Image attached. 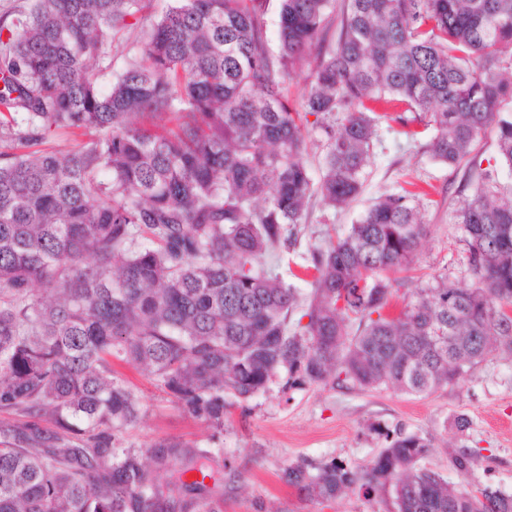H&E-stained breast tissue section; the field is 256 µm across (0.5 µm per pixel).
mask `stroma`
Wrapping results in <instances>:
<instances>
[{"instance_id": "1", "label": "stroma", "mask_w": 512, "mask_h": 512, "mask_svg": "<svg viewBox=\"0 0 512 512\" xmlns=\"http://www.w3.org/2000/svg\"><path fill=\"white\" fill-rule=\"evenodd\" d=\"M424 144L421 138L408 139L397 123H379L358 200L342 209L313 200L294 245L265 257L266 267L291 279L313 248L324 246L329 236L347 233L378 197L421 180L428 185L421 212L430 232L419 246L414 270L398 274L392 303L404 306L415 289L432 287L442 275L460 286H471L464 231L456 211L473 194L478 172L495 173L503 181L512 179V173L497 162L492 130L475 147L472 172L434 162ZM112 367L116 378L137 395L141 409L139 421L123 434V447L148 449L182 442L211 451L212 466L221 476L210 493L215 512H385L379 499L365 497L357 489L317 502L280 478L282 468L302 459L317 466L337 461L366 469L384 444L379 434L383 428H401L431 439L433 446L419 465L438 471L449 484L490 483L512 493V359L505 356L487 357L457 382L425 397L386 387L360 391L321 384L288 389L281 374L251 401L248 411L233 410L220 432L188 412L142 369L119 360ZM457 414L472 422L462 435L450 425ZM451 444L477 451L470 474L458 473L449 463Z\"/></svg>"}]
</instances>
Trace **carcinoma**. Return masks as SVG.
<instances>
[{"label":"carcinoma","instance_id":"obj_1","mask_svg":"<svg viewBox=\"0 0 512 512\" xmlns=\"http://www.w3.org/2000/svg\"><path fill=\"white\" fill-rule=\"evenodd\" d=\"M146 2L29 0L0 18V409L48 410L65 431L45 445L0 430V512H213L209 451L161 444L146 462L116 446L139 402L114 356L222 430L282 371L290 388L425 396L512 355V199L489 174L457 209L473 285L444 275L396 316L387 274L410 268L429 228L416 192L380 197L310 253L304 305L259 264L288 247L313 196L356 199L382 119L428 117L426 152L451 167L493 126L512 171V0H280L276 52L267 0H172L104 91L112 36ZM324 43L299 110L284 79ZM77 130L71 150L46 148ZM379 435L364 472L302 460L281 479L322 501L358 485L387 512H512V493L419 467L426 438ZM475 456L448 449L462 475ZM309 124L307 125L308 130V162L310 165L312 176L315 180L319 178L321 172V164H322V147L321 140H323V135L320 129L313 127L312 123L315 120L314 116H308Z\"/></svg>","mask_w":512,"mask_h":512}]
</instances>
